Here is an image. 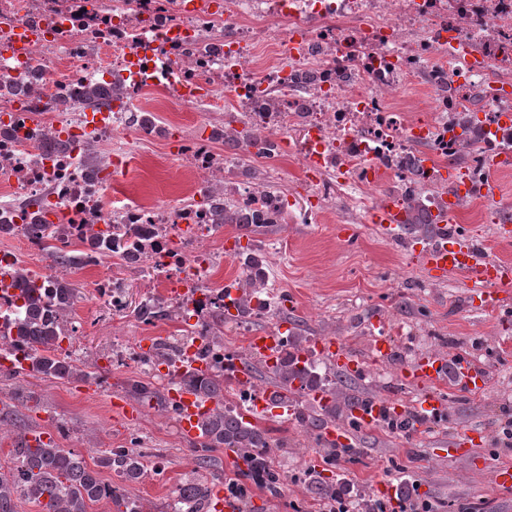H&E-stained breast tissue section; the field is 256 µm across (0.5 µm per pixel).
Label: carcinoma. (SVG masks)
Wrapping results in <instances>:
<instances>
[{
    "label": "carcinoma",
    "mask_w": 512,
    "mask_h": 512,
    "mask_svg": "<svg viewBox=\"0 0 512 512\" xmlns=\"http://www.w3.org/2000/svg\"><path fill=\"white\" fill-rule=\"evenodd\" d=\"M112 91L94 88L85 92L84 101L94 109L107 107ZM408 219L402 223L404 238L430 239L443 232L436 217L420 208L414 199H406ZM222 223L237 224L247 232H254L276 224L275 218L268 217L253 224L240 223L238 211L231 208L220 210ZM25 300V319L15 324L13 335L5 341L26 350L25 360L35 374L57 379L79 377L81 370L70 354L60 351L62 337L59 336L58 320L72 310L79 290L65 278L56 282L55 301L57 310L50 314L42 301V292L36 287L27 270L18 273L15 280ZM236 314L229 309L216 315L217 323L238 322L249 314L247 303L235 305ZM278 382L275 386L286 392V396L313 391L321 386L318 373L308 364H300L299 356L289 353L272 365ZM180 386L195 392L202 399L213 403L210 412L201 420V449L231 448L235 453L237 477L224 481L228 497L246 505L251 497V485L263 484L274 492L281 491L279 472L272 465V449L283 447L269 433L260 427L244 421L241 414L231 415L224 405V376L210 372L201 374L189 370L180 381ZM350 381L343 375L336 376L326 389L340 401L320 405L316 409L297 408L295 419L309 435L315 436L318 445L326 450L327 460L358 454L359 449L350 444H338L326 438L328 428L342 420L357 427L353 420L352 408L365 401V397L348 392ZM16 465L6 474L0 471V512H17L16 502L24 499L35 503L40 512H88L89 505L107 500L114 505L115 512H142L132 500L127 486L139 482L145 474L141 455L123 450H111L97 462V466L108 468L119 475L122 484L104 482L99 472L90 468L84 458L52 442L45 443L41 437L32 439L27 434H18L15 448ZM301 481L313 499L323 509L348 507L351 512H379L380 502L363 493L347 499L344 482L327 481L320 473L312 470L301 472ZM213 486L204 477L187 480L178 489L177 499L170 505V512H212L214 507Z\"/></svg>",
    "instance_id": "carcinoma-1"
}]
</instances>
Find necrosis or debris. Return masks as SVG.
Here are the masks:
<instances>
[{
  "mask_svg": "<svg viewBox=\"0 0 512 512\" xmlns=\"http://www.w3.org/2000/svg\"><path fill=\"white\" fill-rule=\"evenodd\" d=\"M452 42L481 67L448 66ZM420 77L426 102L417 115L402 100ZM509 83L512 0H0V224L23 244L0 249V335L24 316L10 272L27 256L45 259L33 278L49 305L53 254L81 249L94 273L88 301L116 319L126 310V272L144 267L141 303L163 306L184 338L169 362H155L138 339L125 341L121 360L172 392L187 366L203 362L225 374L231 408L247 413L260 391L239 381L213 320L233 295L210 249L224 241L210 176L222 175L225 201L282 224L291 201L247 176L265 158L299 163L315 187L312 218L342 181L375 174L434 206L431 190L479 87L486 108L469 150L472 193L481 196L485 156L512 153ZM92 84L120 89L93 120L80 97ZM155 103L209 104L225 124L185 138L179 123L157 124ZM244 119L264 144L225 154V128ZM159 134L180 141L172 161L190 176L184 196L116 194L123 170L96 146L121 137L134 149ZM49 139L65 150L47 148ZM33 224L53 226L55 238L30 232Z\"/></svg>",
  "mask_w": 512,
  "mask_h": 512,
  "instance_id": "necrosis-or-debris-1",
  "label": "necrosis or debris"
}]
</instances>
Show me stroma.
Instances as JSON below:
<instances>
[{
	"label": "stroma",
	"mask_w": 512,
	"mask_h": 512,
	"mask_svg": "<svg viewBox=\"0 0 512 512\" xmlns=\"http://www.w3.org/2000/svg\"><path fill=\"white\" fill-rule=\"evenodd\" d=\"M173 146L152 147L146 162H134L120 182L121 190L163 195L183 185L187 174L172 166ZM264 189L290 195L300 206L290 224H279L255 238L263 260L266 290L272 311L224 327V349L247 353V336L258 331L283 330L285 338L304 335L310 340L335 338L358 359L368 362L365 376L355 378L356 392L379 400L403 402L407 412L417 409V392L405 387L400 373L407 363L426 353L448 358L464 354L487 374L482 393L470 395L446 386L448 415L443 422L426 424L424 437L407 430L381 426L350 430L349 442L357 456L327 463L316 443L295 420L268 416L257 424L283 441L275 458L287 491H252L254 512H319L305 486L292 485L299 471L314 469L324 477L347 482L351 491L380 496L381 486L398 483L405 502L430 500L436 512H512V488L492 480L494 468L512 465V447L503 445L502 427L512 417V293L483 311L472 310L464 274L429 280L420 270L413 240L384 237L368 214L373 200L398 195L399 187L384 177L372 187L350 183L318 221L305 219L312 188L296 164L288 161L256 167ZM492 189L495 203L478 199L460 208L464 237L485 256L512 263V241L496 236L504 216H512V170L499 172ZM351 226V240L338 237L336 228ZM385 322L383 333L393 356L370 364L372 318ZM100 323L84 329L72 349L77 360L94 364L97 376L68 381L33 373L9 379L0 375V466L13 465L17 433L41 435L58 447L96 463L102 451L122 448L143 454L146 474L128 488L144 512H167L179 486L194 476L193 448L180 432L175 415L156 402L134 401L135 419L114 411L113 398H127V384L153 377L143 369L119 362L114 338L120 334L141 338L159 336L172 342L181 335L175 325H141L133 314L121 324L100 313ZM480 435L479 451L465 458L438 456L449 439L466 431Z\"/></svg>",
	"instance_id": "stroma-1"
}]
</instances>
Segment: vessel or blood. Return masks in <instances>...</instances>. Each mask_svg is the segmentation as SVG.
<instances>
[{"label":"vessel or blood","instance_id":"b4317fda","mask_svg":"<svg viewBox=\"0 0 512 512\" xmlns=\"http://www.w3.org/2000/svg\"><path fill=\"white\" fill-rule=\"evenodd\" d=\"M471 186L463 174L452 172L448 175V190L444 193L441 205L443 223L454 224L459 219V201L470 192ZM405 219L403 208L396 199L385 200L377 210L373 221L382 232L390 237L396 236L397 228ZM417 261L423 272L431 279H441L449 273L460 272L471 282L476 291L488 288H512V266L482 255L467 240L460 237L440 236L425 250L417 255ZM281 342L280 336L272 332H257L250 338L249 349L253 356L276 361V348ZM316 351L330 360L337 368L351 374H360L358 364L351 359L348 351L332 339H323L316 343ZM403 375L406 381L416 385L422 391L418 400L419 407L432 420L444 418L447 414L446 400L439 394L438 388L446 381L465 392L478 394L486 387V375L470 358L458 357L447 360L439 354H431L408 365ZM175 397L182 406L179 420L181 433L192 440L199 439L201 398L192 391L180 389ZM392 407L395 413H404L400 402L385 404L373 399L360 404L353 414L360 426L375 424L385 407Z\"/></svg>","mask_w":512,"mask_h":512}]
</instances>
